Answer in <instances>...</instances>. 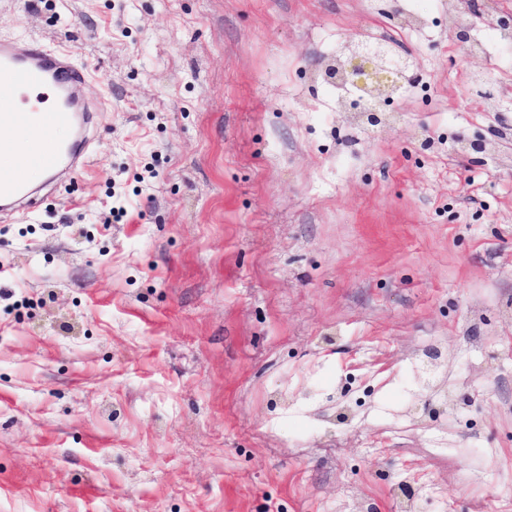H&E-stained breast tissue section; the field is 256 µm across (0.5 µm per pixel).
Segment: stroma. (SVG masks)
I'll return each mask as SVG.
<instances>
[{
	"mask_svg": "<svg viewBox=\"0 0 512 512\" xmlns=\"http://www.w3.org/2000/svg\"><path fill=\"white\" fill-rule=\"evenodd\" d=\"M474 24L489 54L443 0H0L97 109L0 219V512H512V109L473 81L512 101V51ZM374 29L417 67L372 134L319 75ZM431 347L471 396L434 419Z\"/></svg>",
	"mask_w": 512,
	"mask_h": 512,
	"instance_id": "35a3bbf8",
	"label": "stroma"
}]
</instances>
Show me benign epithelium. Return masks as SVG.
Segmentation results:
<instances>
[{
	"label": "benign epithelium",
	"instance_id": "1",
	"mask_svg": "<svg viewBox=\"0 0 512 512\" xmlns=\"http://www.w3.org/2000/svg\"><path fill=\"white\" fill-rule=\"evenodd\" d=\"M415 66L414 58L397 54L388 43L357 37L340 56L326 63L323 75L333 84H350L364 90L362 97L341 101L340 111L358 115L373 129L387 124L382 105L400 96L402 82ZM426 356L422 373L428 381L441 367V353L433 350Z\"/></svg>",
	"mask_w": 512,
	"mask_h": 512
}]
</instances>
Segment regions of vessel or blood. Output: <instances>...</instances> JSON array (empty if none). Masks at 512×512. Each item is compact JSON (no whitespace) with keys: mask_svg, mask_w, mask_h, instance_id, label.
<instances>
[{"mask_svg":"<svg viewBox=\"0 0 512 512\" xmlns=\"http://www.w3.org/2000/svg\"><path fill=\"white\" fill-rule=\"evenodd\" d=\"M86 67L67 49L47 48L39 39L0 38V210L31 204L30 171L75 179L88 153L84 135L90 111L83 93ZM71 130L68 141L55 137ZM29 139L27 154L16 155L17 136Z\"/></svg>","mask_w":512,"mask_h":512,"instance_id":"b4317fda","label":"vessel or blood"}]
</instances>
